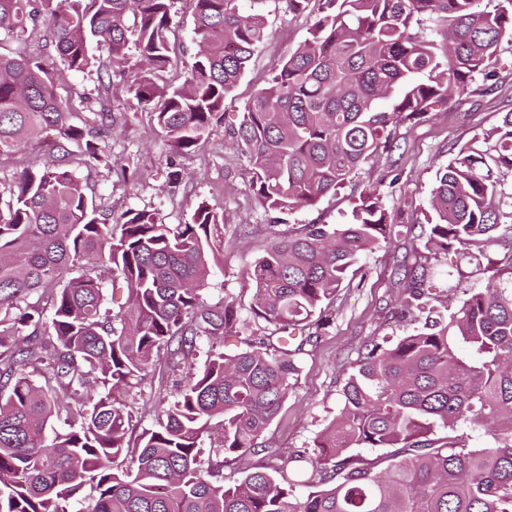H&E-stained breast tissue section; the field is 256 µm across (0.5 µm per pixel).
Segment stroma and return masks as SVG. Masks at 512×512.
<instances>
[{
  "label": "stroma",
  "instance_id": "obj_1",
  "mask_svg": "<svg viewBox=\"0 0 512 512\" xmlns=\"http://www.w3.org/2000/svg\"><path fill=\"white\" fill-rule=\"evenodd\" d=\"M242 10L257 7L266 15L269 36L256 48L234 91L224 101V117L208 142L194 155L173 151L156 127L150 112L123 91L124 76L113 73V113L121 120L108 142V156L92 166L71 159L70 166L85 187L89 204L97 210L120 215L129 209L155 212L166 224H188L200 201H207L224 217V251L212 269L208 287L201 292L205 304L219 305L233 297L248 307L252 285L247 269L261 254L273 232L304 224H344L360 194L376 189L383 193L400 233L391 242L364 254L359 265L363 276H352L340 288L330 312L332 324L320 338L297 354L298 375L267 439L272 448L287 455L309 446L314 435L336 416L340 391L359 358L364 343L385 336L404 335L410 326L391 318L403 285L397 271L403 259L422 249L429 226L425 215L437 170L482 131L496 125L512 109V40L503 41L499 56L502 88L490 92L475 80L467 94L447 107L429 112L412 129H400L399 150L364 164L337 194L324 197L316 207L284 213L264 211L255 200L247 160L225 146L228 130L238 124L250 97L277 69L288 51L310 36L319 12V0H309L302 14L288 9L286 0H240ZM177 68L164 72L162 81L176 85L193 62L194 23L184 0L172 10ZM53 153L40 141L9 156H0V201L9 199L17 172L32 164L52 165ZM179 167L183 178L170 187L168 174ZM428 276L440 299L459 302L465 292L484 287L486 275L477 261L449 256L427 258ZM133 428H155L159 403L173 399L165 361H157L133 390Z\"/></svg>",
  "mask_w": 512,
  "mask_h": 512
}]
</instances>
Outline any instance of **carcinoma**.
Instances as JSON below:
<instances>
[{
    "label": "carcinoma",
    "instance_id": "1",
    "mask_svg": "<svg viewBox=\"0 0 512 512\" xmlns=\"http://www.w3.org/2000/svg\"><path fill=\"white\" fill-rule=\"evenodd\" d=\"M310 38L247 102L232 132L266 211L311 208L363 165L399 148L398 129L436 104L497 80L492 58L512 36V0H320ZM173 0H0V155L50 141L59 159L16 176L0 211V512H512V111L436 174L424 248L484 265L487 285L449 313L427 308L421 263H402L406 296L392 317L428 310L412 331L368 341L341 408L310 446L284 456L265 433L298 372L290 346L320 337L329 305L360 256L392 240L374 189L346 224L273 233L246 271L251 317L200 297L222 224L203 200L190 224L87 202L69 158L106 157L116 117L99 73V109L71 123L56 65L83 72L90 42L129 74L127 92L180 155L195 151L268 37L266 16L239 0H188L195 61L181 85L159 75L172 56ZM48 42L30 52L38 24ZM125 286L118 311L106 285ZM51 315H46V312ZM229 336L244 348L227 354ZM208 349H203V345ZM165 355L174 400L158 428L127 440L133 381ZM202 363H197L199 355ZM220 439L201 460L213 420ZM67 429L45 440L46 428ZM492 438L470 448L457 434ZM356 448H390L362 459ZM98 497L77 507L79 492ZM306 492L298 494V489Z\"/></svg>",
    "mask_w": 512,
    "mask_h": 512
}]
</instances>
